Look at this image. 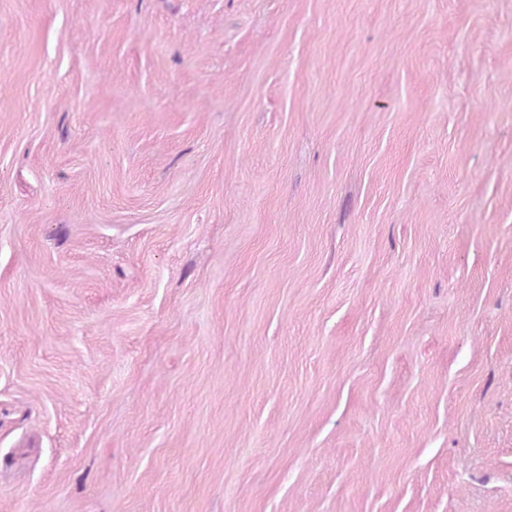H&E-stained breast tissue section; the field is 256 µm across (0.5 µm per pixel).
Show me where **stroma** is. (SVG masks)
Masks as SVG:
<instances>
[{
  "label": "stroma",
  "mask_w": 512,
  "mask_h": 512,
  "mask_svg": "<svg viewBox=\"0 0 512 512\" xmlns=\"http://www.w3.org/2000/svg\"><path fill=\"white\" fill-rule=\"evenodd\" d=\"M0 512H512V0H0Z\"/></svg>",
  "instance_id": "35a3bbf8"
}]
</instances>
